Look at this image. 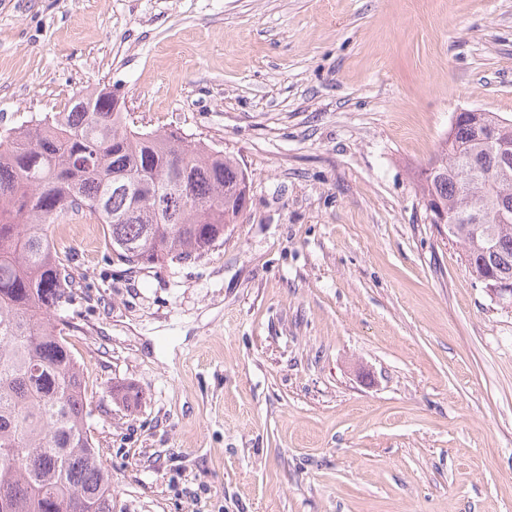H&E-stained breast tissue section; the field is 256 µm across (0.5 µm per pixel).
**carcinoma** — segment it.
<instances>
[{"label":"carcinoma","instance_id":"cac0c4a2","mask_svg":"<svg viewBox=\"0 0 512 512\" xmlns=\"http://www.w3.org/2000/svg\"><path fill=\"white\" fill-rule=\"evenodd\" d=\"M113 94L96 90L69 111L0 140V505L7 512H112V479L96 451L80 365L60 315L81 287L50 239L55 224L93 216L112 254L149 268L201 255L238 222L249 177L233 159L170 132L127 128ZM432 161L451 175L425 182L454 216L478 210L484 224H456L479 281L512 276V178L497 177L498 151L470 119L458 120ZM141 186L129 196L126 184ZM185 184L179 221L154 197Z\"/></svg>","mask_w":512,"mask_h":512}]
</instances>
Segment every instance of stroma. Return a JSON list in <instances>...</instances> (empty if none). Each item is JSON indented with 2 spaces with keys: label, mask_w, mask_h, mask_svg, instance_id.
Wrapping results in <instances>:
<instances>
[{
  "label": "stroma",
  "mask_w": 512,
  "mask_h": 512,
  "mask_svg": "<svg viewBox=\"0 0 512 512\" xmlns=\"http://www.w3.org/2000/svg\"><path fill=\"white\" fill-rule=\"evenodd\" d=\"M103 85L252 183L181 262L52 231L112 512H512V306L420 191L512 119V0H0V131Z\"/></svg>",
  "instance_id": "1"
}]
</instances>
